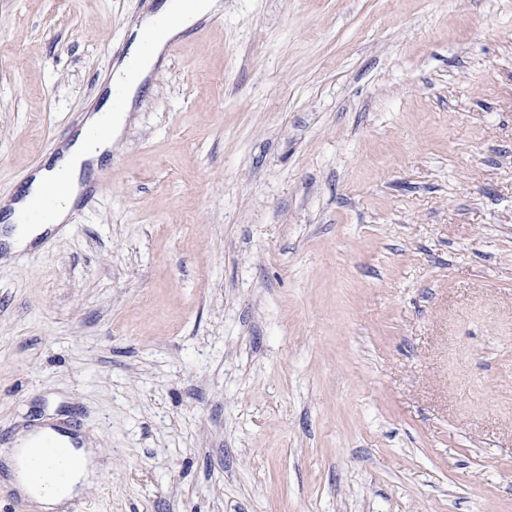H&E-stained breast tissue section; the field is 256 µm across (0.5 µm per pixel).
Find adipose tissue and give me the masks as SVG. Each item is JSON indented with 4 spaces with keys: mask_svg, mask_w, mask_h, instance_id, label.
<instances>
[{
    "mask_svg": "<svg viewBox=\"0 0 512 512\" xmlns=\"http://www.w3.org/2000/svg\"><path fill=\"white\" fill-rule=\"evenodd\" d=\"M217 0H164L162 6L148 14L134 30L130 56L139 60L137 67L121 64L112 76V87L104 88L100 106L88 115L77 133L61 147L57 159L47 160L32 170L16 199L0 201V253L12 258L22 252L37 249L44 238L54 236L69 216L85 189L88 173L98 167L121 138L134 102L157 66L167 44L178 39L203 17L218 11ZM151 34V50L142 53L144 34ZM56 183L60 193L46 224H23L19 213L30 197L47 183ZM61 418L48 417L35 425L16 431L12 448L0 452V481L23 497L29 512H68L72 502L98 483L109 467L98 450L94 436L79 434L78 448L72 449L73 464L65 485L60 490H41L30 486L25 470L20 466L21 454L32 452L43 436L62 428Z\"/></svg>",
    "mask_w": 512,
    "mask_h": 512,
    "instance_id": "ef3b65f1",
    "label": "adipose tissue"
}]
</instances>
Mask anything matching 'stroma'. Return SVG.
<instances>
[{
    "mask_svg": "<svg viewBox=\"0 0 512 512\" xmlns=\"http://www.w3.org/2000/svg\"><path fill=\"white\" fill-rule=\"evenodd\" d=\"M162 0H0V200ZM108 177L0 262V447L85 512H512V0H221ZM63 420L62 417L50 416L37 420L35 425L20 428L15 433L13 448L0 453L5 486L16 490L28 502L30 512H67L71 503L97 484L102 473L109 468L108 462L98 450L95 437L79 431L77 438L81 447L71 448L74 461L65 485L58 491L30 486L26 471L19 464L20 456L39 448L24 460L27 471L38 477L46 461L67 455L69 450L57 437L47 436L42 441L45 435H58L56 429L64 427Z\"/></svg>",
    "mask_w": 512,
    "mask_h": 512,
    "instance_id": "obj_1",
    "label": "stroma"
}]
</instances>
